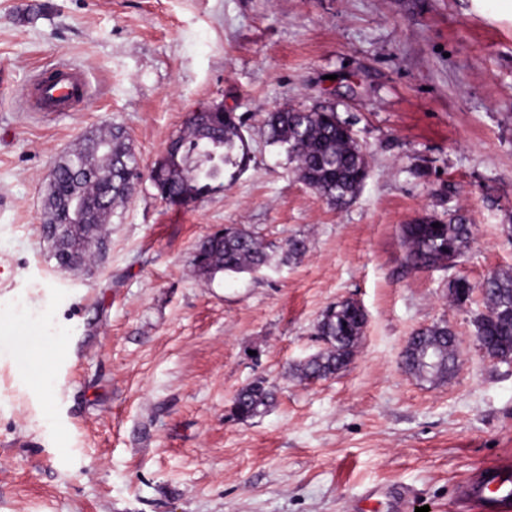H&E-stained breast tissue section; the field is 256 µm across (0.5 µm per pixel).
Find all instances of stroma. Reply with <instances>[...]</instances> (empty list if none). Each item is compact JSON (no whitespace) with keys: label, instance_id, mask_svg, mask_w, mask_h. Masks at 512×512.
<instances>
[{"label":"stroma","instance_id":"35a3bbf8","mask_svg":"<svg viewBox=\"0 0 512 512\" xmlns=\"http://www.w3.org/2000/svg\"><path fill=\"white\" fill-rule=\"evenodd\" d=\"M61 63L86 73L82 110L20 109ZM209 102L242 117L248 167L186 208L138 182L95 274L59 270L40 231L56 161L116 123L148 172ZM286 107L350 124L368 177L349 205L266 143ZM431 213L464 217L473 239L450 269L408 268L401 226ZM227 224L307 250L204 279L195 247ZM503 270L512 22L472 0H0V317L41 338L29 361L0 352V512H353L369 489L454 512L476 464L512 458V364L477 346L482 295L455 305L448 281ZM344 300L366 314L352 361L300 381ZM435 323L458 363L422 382L402 352ZM259 378L272 406L236 419Z\"/></svg>","mask_w":512,"mask_h":512}]
</instances>
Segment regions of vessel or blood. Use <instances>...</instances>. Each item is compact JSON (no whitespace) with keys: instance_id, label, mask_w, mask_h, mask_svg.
Instances as JSON below:
<instances>
[{"instance_id":"obj_1","label":"vessel or blood","mask_w":512,"mask_h":512,"mask_svg":"<svg viewBox=\"0 0 512 512\" xmlns=\"http://www.w3.org/2000/svg\"><path fill=\"white\" fill-rule=\"evenodd\" d=\"M87 98L82 71L58 65L50 75H38L22 94L26 109L42 112H76ZM456 500L466 512H512V460L480 463L457 486Z\"/></svg>"}]
</instances>
